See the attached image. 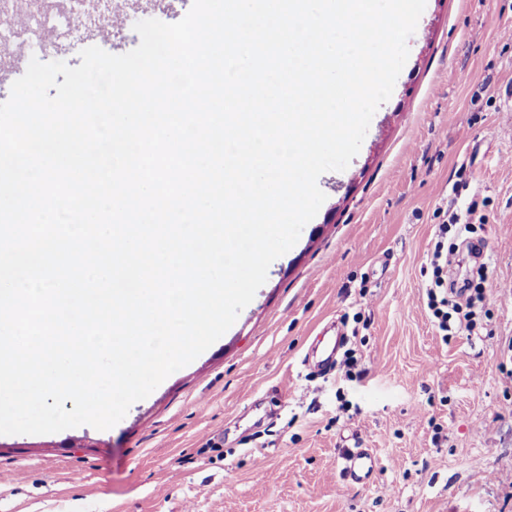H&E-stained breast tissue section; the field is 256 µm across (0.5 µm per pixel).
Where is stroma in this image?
<instances>
[{
    "mask_svg": "<svg viewBox=\"0 0 512 512\" xmlns=\"http://www.w3.org/2000/svg\"><path fill=\"white\" fill-rule=\"evenodd\" d=\"M512 0H426L359 153L234 325L108 430L0 435V512H512ZM475 207L472 334L428 306ZM344 344L352 377L325 372ZM372 449L366 484L342 456Z\"/></svg>",
    "mask_w": 512,
    "mask_h": 512,
    "instance_id": "obj_1",
    "label": "stroma"
}]
</instances>
